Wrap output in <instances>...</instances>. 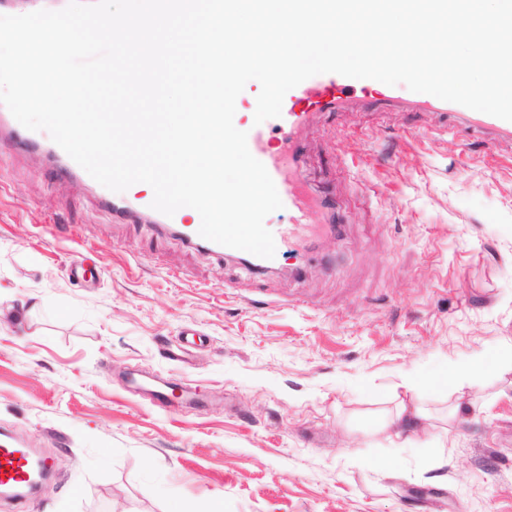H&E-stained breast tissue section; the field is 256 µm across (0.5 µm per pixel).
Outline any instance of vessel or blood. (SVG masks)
Instances as JSON below:
<instances>
[{
    "instance_id": "b4317fda",
    "label": "vessel or blood",
    "mask_w": 512,
    "mask_h": 512,
    "mask_svg": "<svg viewBox=\"0 0 512 512\" xmlns=\"http://www.w3.org/2000/svg\"><path fill=\"white\" fill-rule=\"evenodd\" d=\"M402 101L410 112H436L445 116L466 114L468 129L476 135L512 140V121L466 109L465 106L441 100L427 93L412 92L401 95L398 87L373 79H352L337 73L313 76L290 90L284 97L280 117L257 124L250 119L235 120L237 129L247 132L251 154L264 164L277 188L282 201L284 224L271 225L276 258H283L291 246L320 223V206L310 195L307 183L298 170L302 149L300 132L311 119L322 112H343L353 104H386ZM280 133V141H273V133ZM42 134L24 128L9 110L0 111V139L11 149L38 147ZM152 199L136 196L122 200L121 214L125 221L140 222L152 213ZM162 233L180 237L188 244L221 256L227 246L212 242L199 235L198 224L184 223L181 214L166 216L155 214ZM32 461L27 449L8 438L0 440V489L16 491L17 501H24V487L30 486L29 470Z\"/></svg>"
}]
</instances>
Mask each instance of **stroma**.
<instances>
[{
	"label": "stroma",
	"instance_id": "35a3bbf8",
	"mask_svg": "<svg viewBox=\"0 0 512 512\" xmlns=\"http://www.w3.org/2000/svg\"><path fill=\"white\" fill-rule=\"evenodd\" d=\"M299 166L341 231L262 274L0 148V434L51 464L25 512H512V372L448 378L512 353V151L372 107Z\"/></svg>",
	"mask_w": 512,
	"mask_h": 512
}]
</instances>
